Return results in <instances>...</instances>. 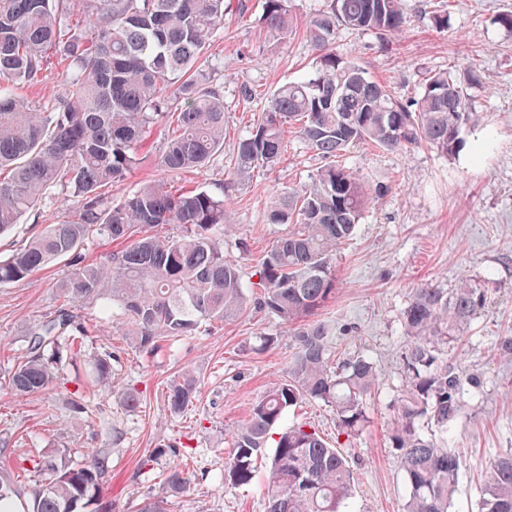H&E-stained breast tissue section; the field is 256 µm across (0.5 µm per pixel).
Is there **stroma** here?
<instances>
[{
    "mask_svg": "<svg viewBox=\"0 0 512 512\" xmlns=\"http://www.w3.org/2000/svg\"><path fill=\"white\" fill-rule=\"evenodd\" d=\"M208 49L213 84L224 95V146L209 163L172 175L171 184L223 195L228 210L224 255L239 266L244 280L256 278L259 261L287 225L267 220L274 198L286 188L307 185L323 164L297 134L277 164L233 177L237 142L255 114L284 83L310 75L316 51L303 35L280 40L262 24L263 0H232ZM439 0H403L405 24L390 41L376 34L338 29L337 54L355 58L365 72L386 82L405 105L423 93L425 73L454 69L475 100L480 119L460 133L462 145L451 156L424 146L379 150L357 146L343 165L382 198L366 211L353 237L336 252L334 299L320 317L336 328L335 354L362 355L377 369L378 390L369 404L371 423L361 434H342L336 413L320 401L290 409L283 426L305 424L347 459L353 475L351 512H403L407 487L391 448L388 431L397 415L406 343L402 313L413 288L423 283L453 290L470 280L485 294L484 306L448 357L475 384L466 394L449 435L461 456L459 484L451 512H480L481 490L494 458L512 453V32L500 23L512 0H448L446 28H436ZM251 99H244L243 90ZM167 136L154 127L146 158L125 181L113 184V201L123 200L143 182L160 178L156 158ZM72 203L59 192L43 199L36 214L24 216L0 236V258L9 257L43 225L73 220ZM72 270L60 260L25 279L0 285V373L26 352V330L58 303L59 282ZM79 314L101 331L83 357L65 366L63 383L36 394L0 388V471L61 448L111 449V476L105 499L112 512H132L161 493L160 473L177 464L193 474L185 493L169 498L168 512H265L264 448L251 484H224L231 435L249 406L282 375L296 350L290 325L257 310L188 336L172 351L149 358L132 348L120 325L100 304L81 305ZM273 345L263 346V337ZM112 355L114 393L100 398L97 417L86 422L70 404L76 373L101 353ZM194 369L200 390L183 414L165 418L167 385L181 367ZM142 392L140 407L124 406L121 394ZM177 447L154 468L143 461L160 441Z\"/></svg>",
    "mask_w": 512,
    "mask_h": 512,
    "instance_id": "stroma-1",
    "label": "stroma"
}]
</instances>
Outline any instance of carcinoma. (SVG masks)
Listing matches in <instances>:
<instances>
[{"label": "carcinoma", "mask_w": 512, "mask_h": 512, "mask_svg": "<svg viewBox=\"0 0 512 512\" xmlns=\"http://www.w3.org/2000/svg\"><path fill=\"white\" fill-rule=\"evenodd\" d=\"M230 9L231 0H0V234L57 187L78 208L77 219L45 225L0 260V284L62 257L74 265L59 284L63 303L27 329L25 356L7 371L6 384L27 394L57 382L63 355L96 332L77 313L81 303L99 302L107 313L119 306L130 344L153 354L240 317L246 288H257V305L294 326L297 347L284 376L251 404L234 433L224 483L249 484L254 457L272 440L266 512H348L351 472L338 449L302 424L277 431L288 409L309 399L334 408L349 437L369 423L376 367L362 356L332 364L333 328L317 319L336 294L338 246L381 194L338 158L359 145L426 144L452 155L478 109L451 68L428 74L416 109L409 110L354 60L336 54L340 26L395 37L404 24L402 0H330L304 28L318 52L314 72L276 89L237 143L232 171L241 179L277 163L290 129L328 160L304 188L283 191L272 203L269 223L290 228L264 252L259 280L247 285L238 265L224 257L223 196L180 193L164 179L116 204L107 195L142 163L145 133L158 123L176 121L157 158L164 172L202 166L224 145V98L206 85L202 65ZM262 22L272 36L290 37L295 22L288 0H264ZM54 64L71 71L62 97L32 105L12 93L16 85L42 82ZM167 224L180 233L158 235ZM99 237L124 247L103 262L84 261L82 247ZM482 302L483 292L466 280L451 292L424 284L403 313L405 378L389 440L409 487L405 512H449L457 492L460 455L448 441V424L468 379L440 355L461 341ZM90 386L112 393L111 354L94 359ZM197 394L196 376L183 369L168 386L167 411L182 414ZM425 421L440 438L421 432ZM110 452L89 448L77 456L63 448L36 462L30 512H78L89 501L112 512L102 501ZM191 482L190 471L177 466L163 472L169 497ZM17 492L13 479L0 477V512H11ZM480 509L512 512V453L494 460Z\"/></svg>", "instance_id": "carcinoma-1"}]
</instances>
